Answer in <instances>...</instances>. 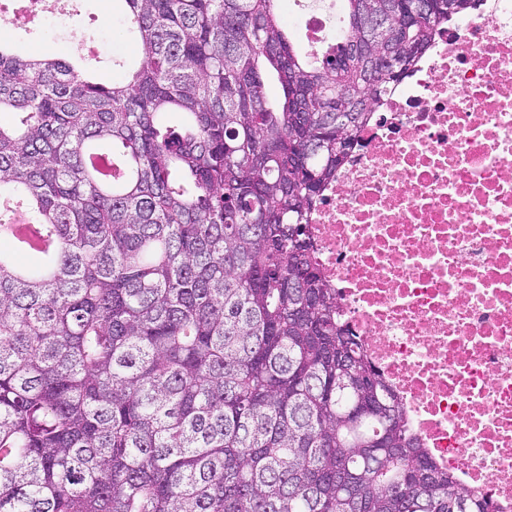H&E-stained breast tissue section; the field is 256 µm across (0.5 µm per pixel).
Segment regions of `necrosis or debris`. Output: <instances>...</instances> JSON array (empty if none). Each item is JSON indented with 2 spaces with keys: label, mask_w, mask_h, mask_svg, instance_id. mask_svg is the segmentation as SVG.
Masks as SVG:
<instances>
[{
  "label": "necrosis or debris",
  "mask_w": 512,
  "mask_h": 512,
  "mask_svg": "<svg viewBox=\"0 0 512 512\" xmlns=\"http://www.w3.org/2000/svg\"><path fill=\"white\" fill-rule=\"evenodd\" d=\"M321 42L337 0H281ZM339 315L437 462L512 512V0L451 21L310 217Z\"/></svg>",
  "instance_id": "obj_1"
}]
</instances>
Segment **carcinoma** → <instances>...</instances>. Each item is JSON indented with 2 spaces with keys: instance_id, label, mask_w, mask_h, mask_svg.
<instances>
[{
  "instance_id": "carcinoma-1",
  "label": "carcinoma",
  "mask_w": 512,
  "mask_h": 512,
  "mask_svg": "<svg viewBox=\"0 0 512 512\" xmlns=\"http://www.w3.org/2000/svg\"><path fill=\"white\" fill-rule=\"evenodd\" d=\"M343 2L314 64L279 0H112L119 82L0 41V512H496L410 433L308 234L366 104L475 0Z\"/></svg>"
}]
</instances>
